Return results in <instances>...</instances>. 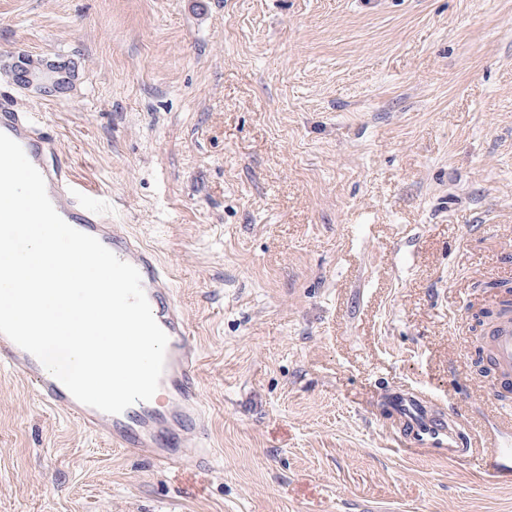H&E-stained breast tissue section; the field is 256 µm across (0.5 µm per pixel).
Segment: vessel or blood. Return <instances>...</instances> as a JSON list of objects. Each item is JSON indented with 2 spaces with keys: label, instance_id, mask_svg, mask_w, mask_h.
I'll use <instances>...</instances> for the list:
<instances>
[{
  "label": "vessel or blood",
  "instance_id": "vessel-or-blood-1",
  "mask_svg": "<svg viewBox=\"0 0 512 512\" xmlns=\"http://www.w3.org/2000/svg\"><path fill=\"white\" fill-rule=\"evenodd\" d=\"M0 132L18 142L40 171L48 196L59 215L73 228L96 237L118 258L135 266L153 316L168 336L165 367L159 388L168 396L165 409L154 401L137 402L122 413L108 414L76 400L69 390L32 354L0 334V366L23 377L34 396L47 407L77 419L112 446L131 450L161 465L181 463L186 445L196 449V460L212 463L208 427L204 423L198 379V356L170 275L154 251L141 246L113 224L105 206L92 201L88 189L75 177L57 152L48 126L22 111L15 98L0 94ZM490 356L502 386L512 385V317L504 315L489 334ZM391 411L400 424L393 438L398 447L414 454L433 448L449 456L467 458L472 442L462 441L454 418L437 409L425 396L412 392L396 395ZM486 467L512 480V441L495 443Z\"/></svg>",
  "mask_w": 512,
  "mask_h": 512
}]
</instances>
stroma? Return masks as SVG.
I'll return each mask as SVG.
<instances>
[{
  "instance_id": "1",
  "label": "stroma",
  "mask_w": 512,
  "mask_h": 512,
  "mask_svg": "<svg viewBox=\"0 0 512 512\" xmlns=\"http://www.w3.org/2000/svg\"><path fill=\"white\" fill-rule=\"evenodd\" d=\"M3 92L171 275L214 461L113 447L0 368V512H512L385 405L478 442L512 414L475 321L512 281V0H0ZM25 61L26 62H20L19 65H16L15 71L22 79V83L30 85L36 82L41 92L44 94L53 95L65 88L69 83L68 75L70 74V69L68 66L46 64L45 67L35 70L31 67L29 60ZM391 411L401 426L399 432L391 433L399 448L414 454L448 448V456L454 458H468L473 453V443L460 439L454 418L425 396L416 392L395 395Z\"/></svg>"
}]
</instances>
